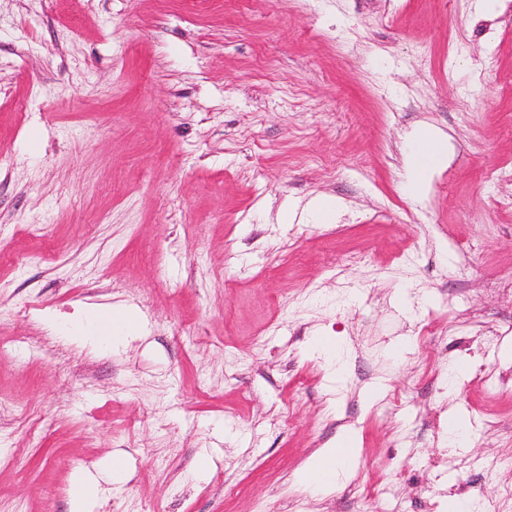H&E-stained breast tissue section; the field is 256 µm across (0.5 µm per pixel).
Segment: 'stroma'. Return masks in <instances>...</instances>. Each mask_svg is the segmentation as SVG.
<instances>
[{"label": "stroma", "mask_w": 512, "mask_h": 512, "mask_svg": "<svg viewBox=\"0 0 512 512\" xmlns=\"http://www.w3.org/2000/svg\"><path fill=\"white\" fill-rule=\"evenodd\" d=\"M509 163L512 0H0V512L115 454L93 512H512ZM345 427L354 473L298 485ZM448 141L434 132L416 136L406 160V191L415 200L429 193L435 174L448 165ZM110 321L107 324L112 329V338L116 340L123 339L124 335H131L136 328L137 318L135 314L126 308L113 309V313L108 315Z\"/></svg>", "instance_id": "stroma-1"}]
</instances>
